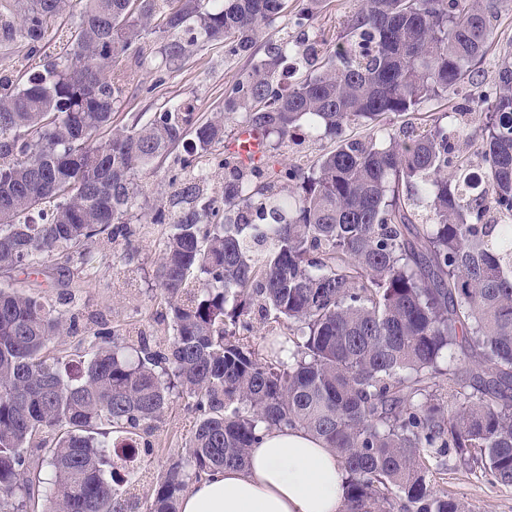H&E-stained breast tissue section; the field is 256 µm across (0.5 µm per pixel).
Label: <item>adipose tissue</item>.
<instances>
[{
    "label": "adipose tissue",
    "instance_id": "adipose-tissue-1",
    "mask_svg": "<svg viewBox=\"0 0 512 512\" xmlns=\"http://www.w3.org/2000/svg\"><path fill=\"white\" fill-rule=\"evenodd\" d=\"M345 473L322 439L295 427L270 429L241 468L202 476L181 512H344Z\"/></svg>",
    "mask_w": 512,
    "mask_h": 512
}]
</instances>
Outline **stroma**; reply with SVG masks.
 I'll return each instance as SVG.
<instances>
[{
  "label": "stroma",
  "mask_w": 512,
  "mask_h": 512,
  "mask_svg": "<svg viewBox=\"0 0 512 512\" xmlns=\"http://www.w3.org/2000/svg\"><path fill=\"white\" fill-rule=\"evenodd\" d=\"M512 48V0H504L494 24L492 42L486 55L472 73L447 98L424 104L423 113L438 117L454 116L466 128L456 145L457 153L470 155L482 146L484 132L479 118L496 90L497 61ZM251 59L243 55L228 61L222 42L201 45L173 71L154 65L136 70L113 123L132 124L134 119H149L160 107L189 102L198 115L210 117L224 110V90L249 69ZM155 162L137 176L142 193L131 218L129 239L114 241L100 238L88 245L92 264L72 268L62 275L57 261L48 262L39 274L24 276L0 272V284H11L21 291L44 297L59 309L76 314V328L56 338V348L74 351L87 347L89 319L99 316L111 325L135 323L146 333L165 334L170 329L168 310L156 278L164 239L169 224L157 223L158 213L166 211L172 192L175 156ZM197 413L189 399L174 400L163 419L150 431L147 460L154 473L167 470L188 442ZM430 478L439 491L468 502L473 512H512V487L495 484L482 475L476 465H466L455 457H446L441 465L430 468Z\"/></svg>",
  "instance_id": "obj_1"
}]
</instances>
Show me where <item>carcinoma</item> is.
I'll use <instances>...</instances> for the list:
<instances>
[{"label":"carcinoma","instance_id":"carcinoma-1","mask_svg":"<svg viewBox=\"0 0 512 512\" xmlns=\"http://www.w3.org/2000/svg\"><path fill=\"white\" fill-rule=\"evenodd\" d=\"M71 2L0 4V47L28 45L21 74L0 73V270L86 264L89 241L124 235L136 174L190 136L156 271L173 334L119 343L98 321L76 361L50 349L64 313L0 286V512H179L190 483L245 466L284 426L336 453L346 512H472L429 478L428 460L450 454L511 487L512 51L477 165L454 154L458 125L434 118L405 140L383 125L470 75L501 0H358L332 45L274 39L283 0H78L75 30L39 62ZM320 7L304 0L295 25ZM213 41L228 60L254 56L224 115L202 120L185 103L112 126L134 68L169 69ZM290 60L305 73L287 87ZM237 116L267 146H335L270 174L230 152L212 199L196 172ZM354 124L369 133L345 135ZM257 313L286 322L292 347L274 340L259 357L241 343ZM461 359L448 407L429 381ZM176 394L199 419L141 505L103 467L136 461L147 476L142 434Z\"/></svg>","mask_w":512,"mask_h":512}]
</instances>
